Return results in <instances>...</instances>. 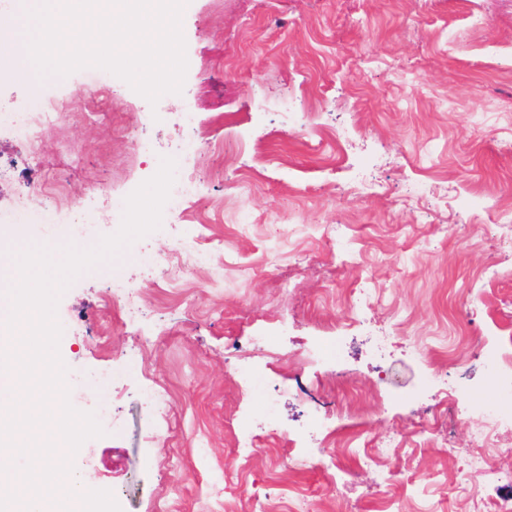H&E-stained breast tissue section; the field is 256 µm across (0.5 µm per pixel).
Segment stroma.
Segmentation results:
<instances>
[{
  "instance_id": "1",
  "label": "stroma",
  "mask_w": 512,
  "mask_h": 512,
  "mask_svg": "<svg viewBox=\"0 0 512 512\" xmlns=\"http://www.w3.org/2000/svg\"><path fill=\"white\" fill-rule=\"evenodd\" d=\"M474 12L486 26L471 27ZM182 32L181 94L153 105L113 78L122 111L62 119L36 167L27 141L0 129V212L28 222L46 200L19 181L59 179L98 236L112 232L101 216L183 145V113L237 158L177 167L199 180L201 203L60 297L70 401L106 431L81 446L74 474L122 512H376L383 500L471 512L473 493L512 498V432L475 448L461 415L512 381L485 359L512 349V0H189ZM415 185L424 193L404 209ZM327 224L343 225L341 242L323 237ZM193 230L216 257L170 286L157 257ZM115 280L146 291L137 333L123 332ZM383 331L393 343L378 354ZM317 336L342 337L338 362H307ZM243 362L263 377L248 392L234 375ZM161 386L163 420L151 407ZM268 392L278 431L256 425L241 459L235 413L262 417ZM314 413L332 436L397 431L399 445L367 469L297 442Z\"/></svg>"
}]
</instances>
